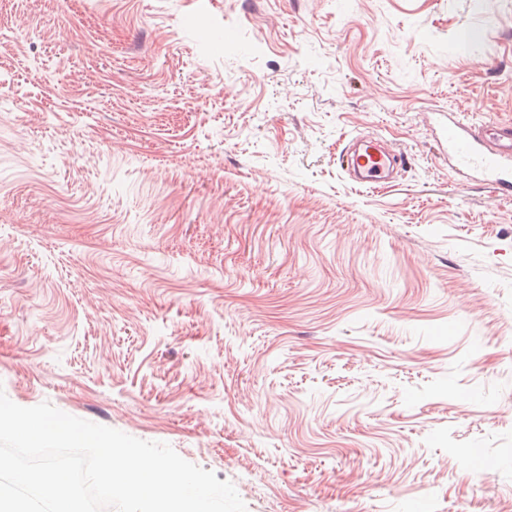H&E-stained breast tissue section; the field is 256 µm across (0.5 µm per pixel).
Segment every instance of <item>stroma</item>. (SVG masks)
I'll use <instances>...</instances> for the list:
<instances>
[{"instance_id": "35a3bbf8", "label": "stroma", "mask_w": 512, "mask_h": 512, "mask_svg": "<svg viewBox=\"0 0 512 512\" xmlns=\"http://www.w3.org/2000/svg\"><path fill=\"white\" fill-rule=\"evenodd\" d=\"M0 389L247 512H512V0H0ZM363 133L405 164L362 188ZM440 121L448 158L467 176L491 183L502 196H512V125L470 126L452 114Z\"/></svg>"}]
</instances>
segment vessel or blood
<instances>
[{
	"mask_svg": "<svg viewBox=\"0 0 512 512\" xmlns=\"http://www.w3.org/2000/svg\"><path fill=\"white\" fill-rule=\"evenodd\" d=\"M448 157L467 176L491 183L503 196H512V125L500 123L473 127L458 116L447 115L439 124ZM399 154L378 141L355 138L340 159L343 173L358 185L388 183Z\"/></svg>",
	"mask_w": 512,
	"mask_h": 512,
	"instance_id": "vessel-or-blood-1",
	"label": "vessel or blood"
}]
</instances>
